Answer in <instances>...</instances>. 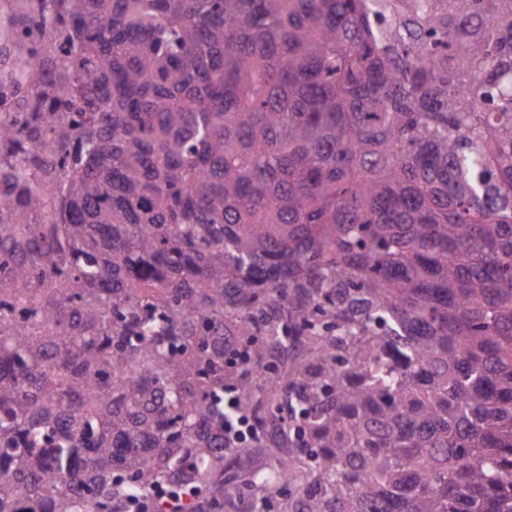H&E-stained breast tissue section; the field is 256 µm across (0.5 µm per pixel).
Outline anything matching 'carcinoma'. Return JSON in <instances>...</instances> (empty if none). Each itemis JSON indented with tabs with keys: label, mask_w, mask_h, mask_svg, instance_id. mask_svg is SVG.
<instances>
[{
	"label": "carcinoma",
	"mask_w": 512,
	"mask_h": 512,
	"mask_svg": "<svg viewBox=\"0 0 512 512\" xmlns=\"http://www.w3.org/2000/svg\"><path fill=\"white\" fill-rule=\"evenodd\" d=\"M226 447L512 512V0H0V512H247Z\"/></svg>",
	"instance_id": "obj_1"
}]
</instances>
